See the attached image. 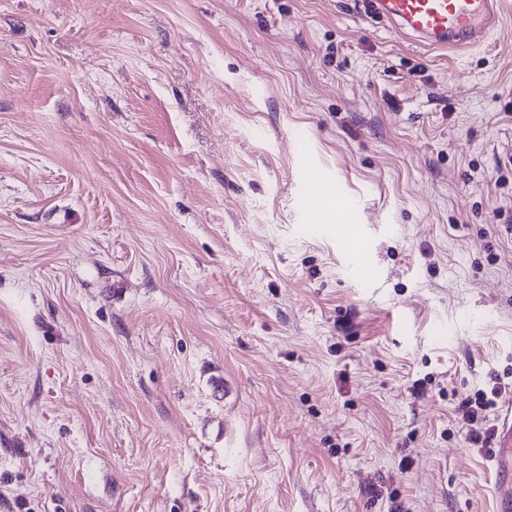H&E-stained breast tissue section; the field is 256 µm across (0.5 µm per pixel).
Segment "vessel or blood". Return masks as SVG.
<instances>
[{"label":"vessel or blood","instance_id":"b4317fda","mask_svg":"<svg viewBox=\"0 0 512 512\" xmlns=\"http://www.w3.org/2000/svg\"><path fill=\"white\" fill-rule=\"evenodd\" d=\"M366 15L428 50H465L483 44L502 24L505 0H361ZM492 468L495 512H512V404L500 412Z\"/></svg>","mask_w":512,"mask_h":512}]
</instances>
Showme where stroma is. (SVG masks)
Instances as JSON below:
<instances>
[{"label": "stroma", "instance_id": "obj_1", "mask_svg": "<svg viewBox=\"0 0 512 512\" xmlns=\"http://www.w3.org/2000/svg\"><path fill=\"white\" fill-rule=\"evenodd\" d=\"M494 386L512 23L0 0V512H492Z\"/></svg>", "mask_w": 512, "mask_h": 512}]
</instances>
